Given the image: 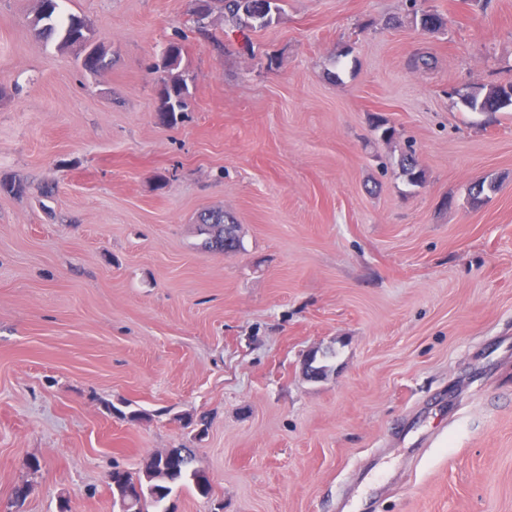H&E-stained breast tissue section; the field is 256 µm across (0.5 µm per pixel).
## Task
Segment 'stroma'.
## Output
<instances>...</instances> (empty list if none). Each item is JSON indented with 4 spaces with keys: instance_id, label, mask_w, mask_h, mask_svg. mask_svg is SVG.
<instances>
[{
    "instance_id": "stroma-1",
    "label": "stroma",
    "mask_w": 512,
    "mask_h": 512,
    "mask_svg": "<svg viewBox=\"0 0 512 512\" xmlns=\"http://www.w3.org/2000/svg\"><path fill=\"white\" fill-rule=\"evenodd\" d=\"M37 6L0 0V179L31 184L0 193V502L119 512L112 467L186 447L211 494L175 512H512V109L460 101L512 82V0H422L433 33L283 0L249 51L195 0H66L95 75ZM207 209L239 253L201 249ZM42 7L32 20L35 33L46 41H54L59 49H67L79 45L85 55L81 67L84 71L95 74L109 66L108 51L104 45L93 41L90 28L84 21L61 16L58 9L60 0H40ZM92 46V49H88ZM172 45L162 57L160 69L164 73L163 92L157 109L159 119L168 124L177 122V113L184 112L187 99L190 96L189 76L180 68L181 53L175 45L177 40L169 43Z\"/></svg>"
}]
</instances>
